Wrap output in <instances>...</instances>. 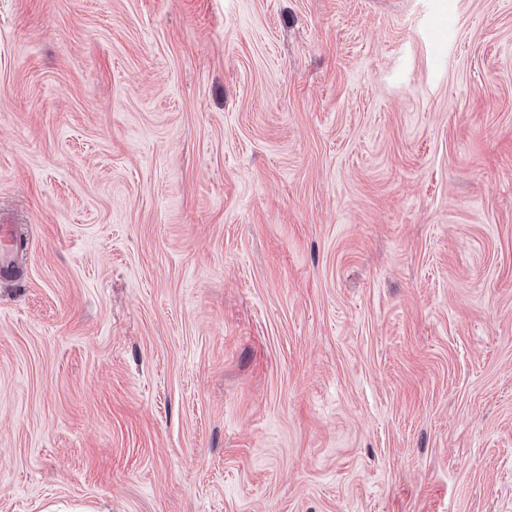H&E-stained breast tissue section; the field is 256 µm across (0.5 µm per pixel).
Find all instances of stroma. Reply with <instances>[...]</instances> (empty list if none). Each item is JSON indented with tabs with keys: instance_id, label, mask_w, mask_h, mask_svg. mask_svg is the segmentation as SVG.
Wrapping results in <instances>:
<instances>
[{
	"instance_id": "1",
	"label": "stroma",
	"mask_w": 512,
	"mask_h": 512,
	"mask_svg": "<svg viewBox=\"0 0 512 512\" xmlns=\"http://www.w3.org/2000/svg\"><path fill=\"white\" fill-rule=\"evenodd\" d=\"M0 512H512V0H0Z\"/></svg>"
}]
</instances>
